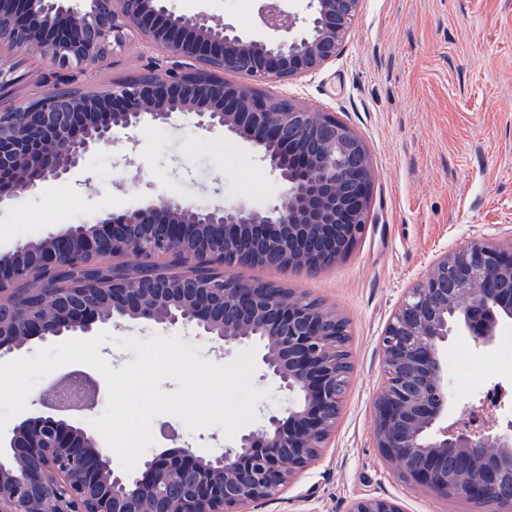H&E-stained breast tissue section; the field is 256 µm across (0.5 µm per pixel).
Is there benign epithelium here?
I'll list each match as a JSON object with an SVG mask.
<instances>
[{"mask_svg": "<svg viewBox=\"0 0 512 512\" xmlns=\"http://www.w3.org/2000/svg\"><path fill=\"white\" fill-rule=\"evenodd\" d=\"M359 0H308L305 18L263 3L246 34L178 14L168 0H0V48L49 58L44 90L28 106L0 112V203L64 179L85 156L114 141V129L190 115L261 151L283 190L263 209L159 198L120 215L104 212L37 245L0 256V355L31 340L88 334L97 323L151 320L194 327L222 347L254 346L264 371L291 396L288 407L236 446L199 455L165 450L140 473L112 469L94 433L67 416L68 377L39 398L43 411L0 437V512H256L326 443L341 409L336 338L348 321L323 302L280 285L244 282L224 269L266 266L320 271L363 238L373 170L366 145L328 112L224 80L239 60L248 76L281 83L336 58ZM139 34L161 51L142 74L105 93L73 95L74 72L103 63ZM111 52H105V49ZM159 257L143 273L128 257ZM108 272L62 294L47 276L63 265ZM38 293L44 312L23 305ZM512 321V242L473 238L444 251L409 288L381 338L386 382L374 402L375 440L384 462L418 487L462 495L485 512H512V424L448 418L443 348L458 330L485 347ZM348 512H403L390 497L359 499Z\"/></svg>", "mask_w": 512, "mask_h": 512, "instance_id": "benign-epithelium-1", "label": "benign epithelium"}]
</instances>
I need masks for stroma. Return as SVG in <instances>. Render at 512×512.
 <instances>
[{
  "mask_svg": "<svg viewBox=\"0 0 512 512\" xmlns=\"http://www.w3.org/2000/svg\"><path fill=\"white\" fill-rule=\"evenodd\" d=\"M250 2L248 11L240 0H169V6L251 33L260 0ZM159 55L131 36L124 50L77 74L74 85L106 92ZM49 67L38 53L0 49V68L17 78L0 105L25 106ZM265 90L349 125L366 144L374 183L368 230L332 267L234 272L322 300L348 320L352 336L353 371L331 438L315 464L259 512H347L356 499L375 496L396 498L405 512H483L466 498L414 487L386 465L375 442L373 403L384 377L379 340L405 289L447 248L474 237H512V0H361L336 58ZM115 137L68 178L0 204V255L148 199L261 209L282 190L255 148L220 128L198 130L188 116ZM103 329L112 340L99 352L115 369L135 358L121 348L125 339L177 340L199 347L200 358L216 365L235 357L190 329L145 320ZM498 337L483 349L464 332L449 336L443 350L449 419L470 405L498 427L512 422L511 402L485 403L488 390L512 387V369L500 362L512 323ZM170 432L201 454L235 444L221 426L192 427L165 411L151 420L146 455L171 448Z\"/></svg>",
  "mask_w": 512,
  "mask_h": 512,
  "instance_id": "stroma-1",
  "label": "stroma"
}]
</instances>
